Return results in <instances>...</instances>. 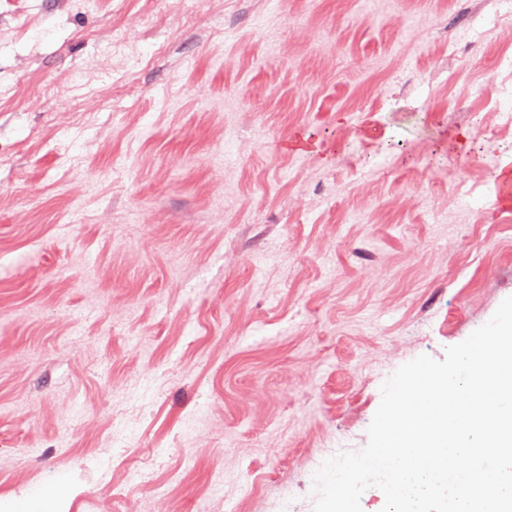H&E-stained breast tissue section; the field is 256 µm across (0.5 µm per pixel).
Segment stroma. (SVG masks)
I'll list each match as a JSON object with an SVG mask.
<instances>
[{"label":"stroma","mask_w":512,"mask_h":512,"mask_svg":"<svg viewBox=\"0 0 512 512\" xmlns=\"http://www.w3.org/2000/svg\"><path fill=\"white\" fill-rule=\"evenodd\" d=\"M0 35V512H314L381 376L512 296V0H0Z\"/></svg>","instance_id":"1"}]
</instances>
